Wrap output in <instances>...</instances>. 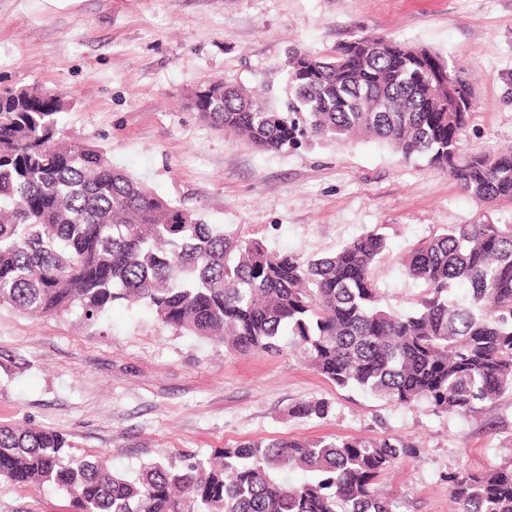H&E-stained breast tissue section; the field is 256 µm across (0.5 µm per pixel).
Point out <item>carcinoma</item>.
<instances>
[{
  "mask_svg": "<svg viewBox=\"0 0 512 512\" xmlns=\"http://www.w3.org/2000/svg\"><path fill=\"white\" fill-rule=\"evenodd\" d=\"M350 59L288 63L280 106L218 80L191 102L200 117L268 152L303 142L376 140L416 157L488 203L512 201V150L468 149L467 112L431 101L417 56L399 44ZM61 99L0 89V305L33 316L73 307L95 321L114 303L151 310L162 324L239 353L300 356L340 388L396 406L468 416L512 394V224H451L406 257L424 293L398 312L378 294L373 269L386 247L375 228L322 257L269 250L206 224L112 167L105 154L60 137ZM328 403L304 402L323 418ZM393 437L277 439L216 448L210 457L155 460L132 476L77 458L61 433L0 424V478L66 493L72 512H400L375 494L377 479L412 455ZM311 473L293 486L288 468ZM460 512H512V461L483 473H448Z\"/></svg>",
  "mask_w": 512,
  "mask_h": 512,
  "instance_id": "cac0c4a2",
  "label": "carcinoma"
}]
</instances>
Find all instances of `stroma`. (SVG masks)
Instances as JSON below:
<instances>
[{"label":"stroma","mask_w":512,"mask_h":512,"mask_svg":"<svg viewBox=\"0 0 512 512\" xmlns=\"http://www.w3.org/2000/svg\"><path fill=\"white\" fill-rule=\"evenodd\" d=\"M365 35L431 48L460 67L479 104L465 143L512 146V0H0V88L59 95L65 137L272 251L323 256L381 228L379 294L408 311L423 287L400 257L451 224H512V202L477 201L446 172L373 140L265 152L189 106L209 79L265 89L278 103L292 53ZM312 399L329 402L325 418L292 414ZM0 422L64 433L76 455L105 456L119 473L243 441L401 438L413 457L375 489L402 512H457L448 472L512 458L511 397L467 417L399 407L336 387L292 354L231 352L122 304L91 326L76 309L36 319L0 307ZM0 512L71 507L56 489L2 480Z\"/></svg>","instance_id":"1"}]
</instances>
